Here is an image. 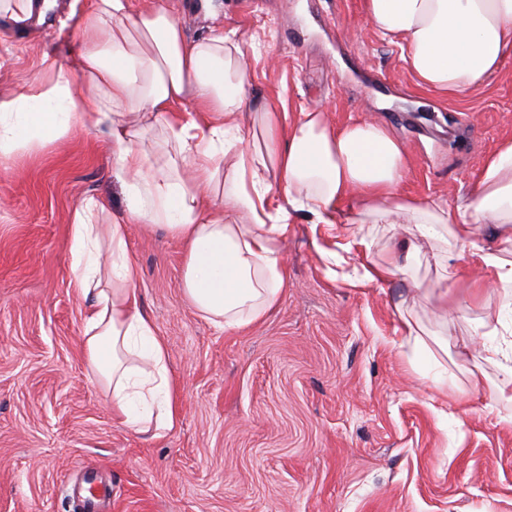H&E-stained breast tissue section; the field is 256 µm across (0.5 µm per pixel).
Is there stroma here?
<instances>
[{"label":"stroma","instance_id":"obj_1","mask_svg":"<svg viewBox=\"0 0 512 512\" xmlns=\"http://www.w3.org/2000/svg\"><path fill=\"white\" fill-rule=\"evenodd\" d=\"M90 0H55L42 21L0 18V91L35 78L43 56L78 49L71 21ZM188 40L240 41L253 109L289 117L327 106L332 127L371 119L407 151L402 192L454 204L482 159L512 138V56L489 85L451 97L418 87L409 53L363 15V0H166ZM125 222L106 137L75 127L0 161V512H74L72 487L104 478L110 512H512V407L487 405L462 356L475 324L501 310L469 258L457 260L440 319L396 275L365 288L331 282L305 214L282 244L288 289L262 321L224 331L183 289V245L128 224L137 296L168 349L180 393L172 428L141 434L112 416L82 352L87 301L70 285L71 210ZM407 301L431 335L420 361L395 332ZM448 378L433 382L436 365Z\"/></svg>","mask_w":512,"mask_h":512}]
</instances>
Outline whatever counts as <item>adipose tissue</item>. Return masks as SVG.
Masks as SVG:
<instances>
[{
    "label": "adipose tissue",
    "mask_w": 512,
    "mask_h": 512,
    "mask_svg": "<svg viewBox=\"0 0 512 512\" xmlns=\"http://www.w3.org/2000/svg\"><path fill=\"white\" fill-rule=\"evenodd\" d=\"M363 12L380 33L403 41L424 89L459 96L512 55V0H363ZM72 19L81 35L76 56L44 58L41 78L0 93V158L39 151L80 124L106 130L127 221L96 223L105 206L92 197L73 209L71 285L92 299L85 361L126 425L143 432L174 422L167 347L134 288L130 221L165 226L182 241L184 294L227 331L260 322L281 300L288 287L281 244L298 213L315 227H363L343 246L360 257L351 274L341 275L335 252L315 244L329 280L361 287L398 272L412 278L427 248L444 312L457 277L453 242L512 305V260L501 254L512 245V138L483 159L458 203L413 197L399 190L407 152L377 123L335 130L322 110L291 119L268 105L252 116L244 52L229 36L187 42L159 2L134 15L129 0H92ZM373 224L406 225L402 249L375 258ZM481 224L497 232L478 247ZM480 327L487 361L502 370L489 400L511 404L512 328L498 314Z\"/></svg>",
    "instance_id": "obj_1"
}]
</instances>
